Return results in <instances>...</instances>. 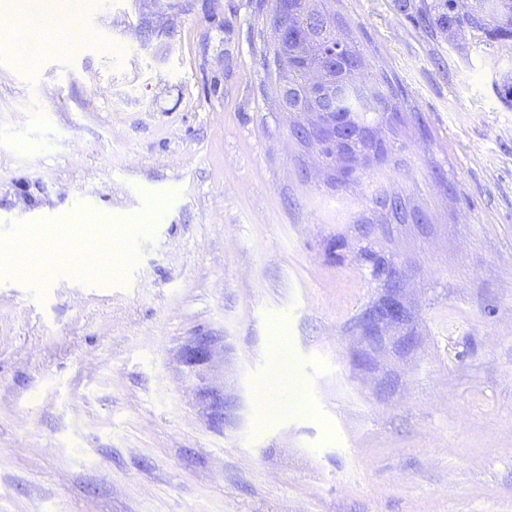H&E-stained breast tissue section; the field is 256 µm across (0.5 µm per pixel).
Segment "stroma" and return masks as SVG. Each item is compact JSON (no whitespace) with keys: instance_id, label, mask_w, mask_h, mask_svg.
Here are the masks:
<instances>
[{"instance_id":"1","label":"stroma","mask_w":512,"mask_h":512,"mask_svg":"<svg viewBox=\"0 0 512 512\" xmlns=\"http://www.w3.org/2000/svg\"><path fill=\"white\" fill-rule=\"evenodd\" d=\"M258 3L16 0L46 33L0 36V241L85 197L136 247L0 278V512H512V43L329 0L400 106L343 179L291 134ZM278 336L317 416L261 428Z\"/></svg>"}]
</instances>
